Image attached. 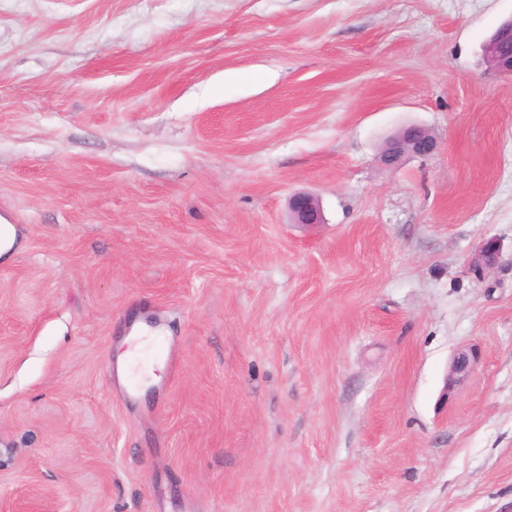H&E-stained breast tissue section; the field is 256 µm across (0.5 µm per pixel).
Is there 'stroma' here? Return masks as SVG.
<instances>
[{
	"label": "stroma",
	"mask_w": 512,
	"mask_h": 512,
	"mask_svg": "<svg viewBox=\"0 0 512 512\" xmlns=\"http://www.w3.org/2000/svg\"><path fill=\"white\" fill-rule=\"evenodd\" d=\"M511 17L0 0V512H512ZM408 124L436 151L385 166ZM512 19L499 25L495 33L482 45V57L497 73L512 77ZM289 212L294 224H320L323 222L318 199L307 193H296L291 196ZM500 253V245L497 239H488L481 246L478 254L473 262L475 272H479V276L484 270L496 263ZM477 357L472 348L459 349L452 358L446 377V394L465 381L477 365Z\"/></svg>",
	"instance_id": "obj_1"
}]
</instances>
